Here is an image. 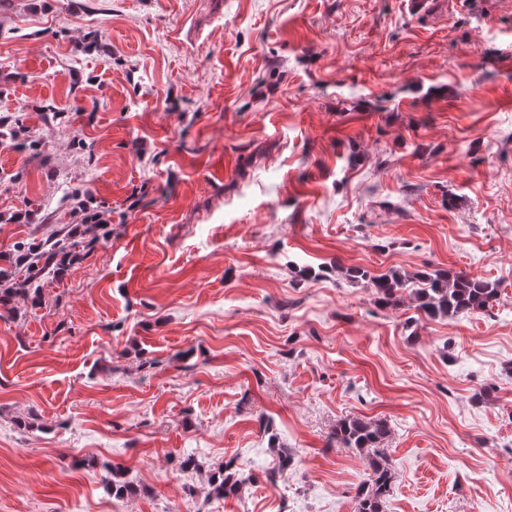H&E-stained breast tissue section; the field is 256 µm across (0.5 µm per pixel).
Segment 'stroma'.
Returning <instances> with one entry per match:
<instances>
[{"instance_id": "stroma-1", "label": "stroma", "mask_w": 512, "mask_h": 512, "mask_svg": "<svg viewBox=\"0 0 512 512\" xmlns=\"http://www.w3.org/2000/svg\"><path fill=\"white\" fill-rule=\"evenodd\" d=\"M6 114L0 254L73 190L109 235L0 317V512H355L351 416L385 512H512V0H0ZM353 266L500 296L429 320ZM387 434L388 426L383 420L349 417L336 427V442L346 448H354L360 454H366L371 469L368 481L356 493V512H384L383 507L390 495L393 475L388 464L376 452L379 443ZM373 455L376 457H372ZM252 480L253 477L249 472L237 467L230 460L224 464L223 469H219L210 475L209 494L219 499L236 497ZM105 469L110 476L103 479V489L108 495L121 497L128 491V485L123 480V470L119 465L105 464Z\"/></svg>"}]
</instances>
